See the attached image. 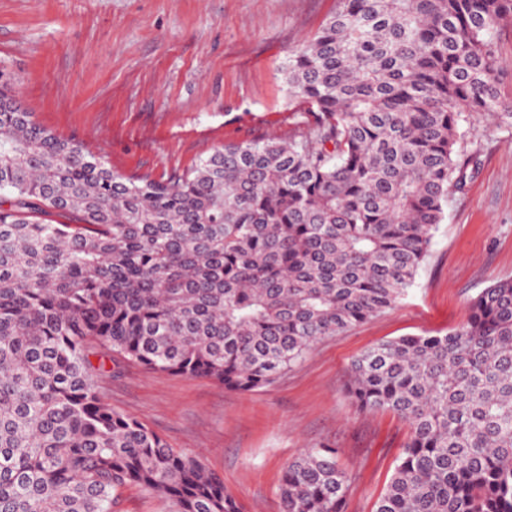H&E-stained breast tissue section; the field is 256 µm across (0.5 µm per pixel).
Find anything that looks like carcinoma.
Returning <instances> with one entry per match:
<instances>
[{"label": "carcinoma", "instance_id": "carcinoma-1", "mask_svg": "<svg viewBox=\"0 0 512 512\" xmlns=\"http://www.w3.org/2000/svg\"><path fill=\"white\" fill-rule=\"evenodd\" d=\"M511 25L512 0H336L283 68L307 131L227 144L170 182L0 110V512H116L132 486L170 512H244L109 407L92 347L244 393L395 307L478 164L461 150L475 121L512 127ZM346 393L409 427L373 512H512V277L442 335L361 351ZM349 489L319 445L288 463L278 512H344Z\"/></svg>", "mask_w": 512, "mask_h": 512}]
</instances>
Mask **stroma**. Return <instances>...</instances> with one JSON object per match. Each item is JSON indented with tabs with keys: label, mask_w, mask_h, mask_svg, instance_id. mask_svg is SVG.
I'll return each mask as SVG.
<instances>
[{
	"label": "stroma",
	"mask_w": 512,
	"mask_h": 512,
	"mask_svg": "<svg viewBox=\"0 0 512 512\" xmlns=\"http://www.w3.org/2000/svg\"><path fill=\"white\" fill-rule=\"evenodd\" d=\"M336 0H0V67L44 127L113 171L171 181L228 143L305 132L281 68ZM478 165L450 193L415 284L392 309L312 347L273 385L238 393L207 379L103 360L116 412L224 479L245 512H278L277 489L304 449L330 444L350 477L346 512H372L408 437L357 410L347 368L362 350L462 324L471 297L512 277V129L481 117Z\"/></svg>",
	"instance_id": "obj_1"
}]
</instances>
